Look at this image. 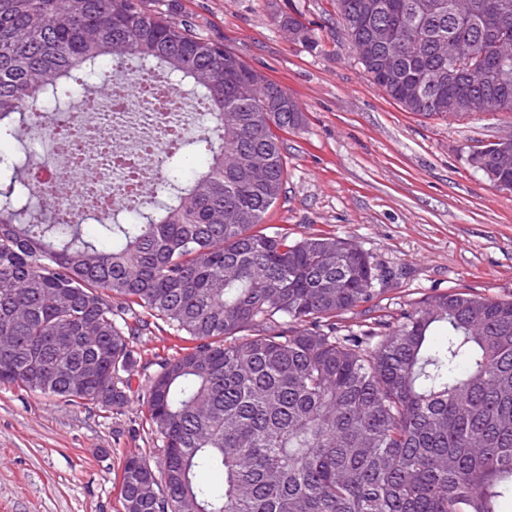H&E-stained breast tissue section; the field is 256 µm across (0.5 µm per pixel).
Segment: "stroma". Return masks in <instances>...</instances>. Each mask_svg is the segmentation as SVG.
I'll use <instances>...</instances> for the list:
<instances>
[{
	"mask_svg": "<svg viewBox=\"0 0 512 512\" xmlns=\"http://www.w3.org/2000/svg\"><path fill=\"white\" fill-rule=\"evenodd\" d=\"M202 37L278 83L305 116L285 133L284 193L265 218L294 237L330 233L391 273L375 304L345 314L358 328L426 296L468 288L512 299V192L466 162L512 136V113L448 118L404 110L366 77L336 22V0H176ZM302 15L316 50L279 16ZM165 325L134 341L138 367L121 408L76 407L0 384V512H121L125 457L161 467L142 403L161 358L183 348Z\"/></svg>",
	"mask_w": 512,
	"mask_h": 512,
	"instance_id": "35a3bbf8",
	"label": "stroma"
}]
</instances>
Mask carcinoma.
<instances>
[{
  "mask_svg": "<svg viewBox=\"0 0 512 512\" xmlns=\"http://www.w3.org/2000/svg\"><path fill=\"white\" fill-rule=\"evenodd\" d=\"M336 0L349 42L354 21L400 26L398 40L361 62L408 112L462 116L472 99L512 112V0ZM282 28L315 50L300 18ZM481 56L453 80L441 44ZM153 71L202 112L197 137L162 151L165 175L137 201L69 224L47 201L32 135L80 93L110 87L102 69ZM390 66L388 84L380 71ZM272 96L285 111L265 107ZM304 115L280 85L236 52L175 20L164 0H0V383L81 406H112L137 367L133 340L158 322L194 343L163 358L145 418L162 442L163 482L124 460L122 512H502L512 500V299L454 289L358 330L338 318L384 292L368 253L332 234L292 238L263 225L288 170L281 133ZM489 142L467 163L512 184ZM189 154L205 163L182 174ZM261 156L267 179L244 172ZM94 222L91 236L84 225ZM224 475L217 488L206 479Z\"/></svg>",
  "mask_w": 512,
  "mask_h": 512,
  "instance_id": "carcinoma-1",
  "label": "carcinoma"
}]
</instances>
